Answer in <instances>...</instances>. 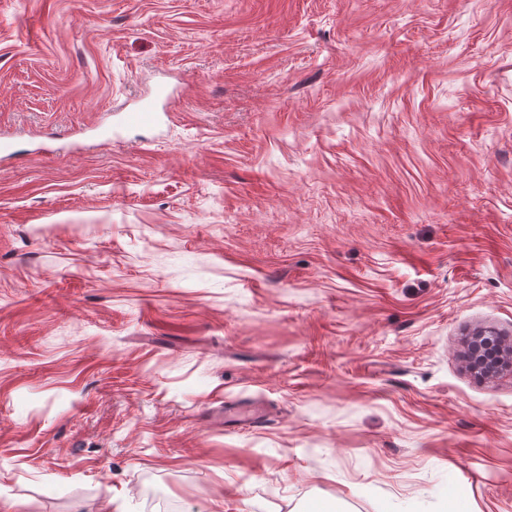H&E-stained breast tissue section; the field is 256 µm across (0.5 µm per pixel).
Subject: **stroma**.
<instances>
[{"mask_svg": "<svg viewBox=\"0 0 512 512\" xmlns=\"http://www.w3.org/2000/svg\"><path fill=\"white\" fill-rule=\"evenodd\" d=\"M0 140V512H512V0H0ZM169 118L168 112H158L151 103H143L137 108L122 112L120 120L130 127H152ZM512 365V345L495 331L483 332L474 339L469 366L475 372L491 375Z\"/></svg>", "mask_w": 512, "mask_h": 512, "instance_id": "35a3bbf8", "label": "stroma"}]
</instances>
